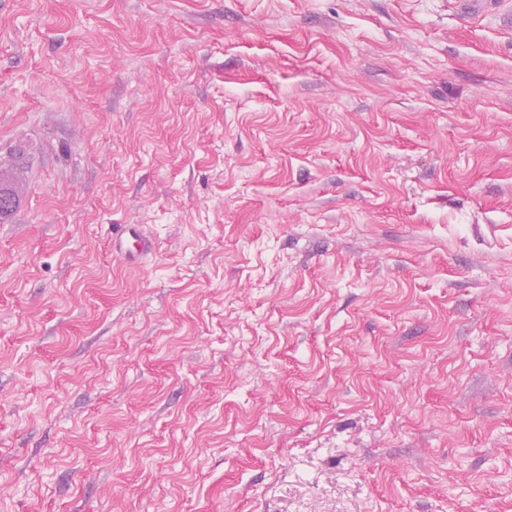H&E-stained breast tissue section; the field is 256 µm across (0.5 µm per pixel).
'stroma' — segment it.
<instances>
[{"label": "stroma", "mask_w": 512, "mask_h": 512, "mask_svg": "<svg viewBox=\"0 0 512 512\" xmlns=\"http://www.w3.org/2000/svg\"><path fill=\"white\" fill-rule=\"evenodd\" d=\"M20 148L0 512H512L503 15L0 0ZM134 228V224H123L119 230L112 234V247L120 253H125L128 257L134 256L133 252L128 249V243L131 239L134 240L133 247L137 254L149 253L152 249L149 242L137 237Z\"/></svg>", "instance_id": "stroma-1"}]
</instances>
